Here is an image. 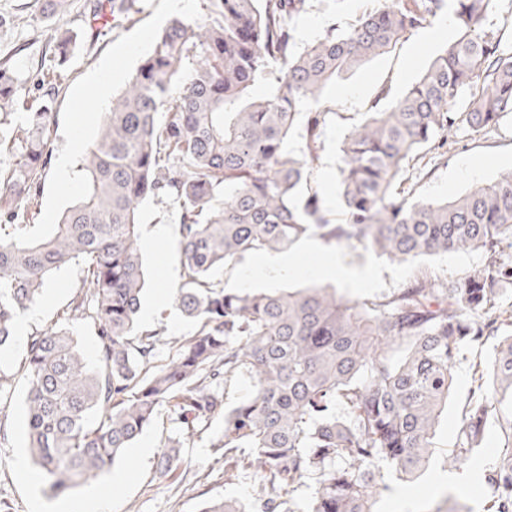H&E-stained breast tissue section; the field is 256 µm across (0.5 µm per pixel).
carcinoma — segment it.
I'll use <instances>...</instances> for the list:
<instances>
[{"label": "carcinoma", "mask_w": 512, "mask_h": 512, "mask_svg": "<svg viewBox=\"0 0 512 512\" xmlns=\"http://www.w3.org/2000/svg\"><path fill=\"white\" fill-rule=\"evenodd\" d=\"M316 0H205L206 21L174 19L112 99L82 166L84 193L46 232L29 223L50 170L54 113L16 122L19 82L0 62V348L53 273L85 275L64 320L92 328L90 362L69 329L28 337L17 370L0 367V405L24 380V434L50 489L102 475L123 457L160 406L177 431L157 457L166 476L180 448L217 418L212 447L224 472L253 470L252 506L214 501L201 512H372L393 476L428 462L435 424L453 385L460 346L501 329L499 286L512 283V171L443 201L407 186L448 137L496 127L512 113V40L486 26L491 0H376L356 23L334 24L311 45L297 18ZM451 14L457 38L390 107L345 136L338 194L342 218L324 214L314 180L328 112L323 89L405 35ZM74 36L55 38L65 58ZM265 83L266 96H251ZM306 113L299 153L288 151ZM178 205L183 282L174 302L200 323L175 357L157 363L162 331L138 323L145 279L140 202ZM363 243L391 261L478 248L487 262L445 282L422 273L376 302L344 301L330 286L235 292L211 274L303 236ZM477 386L450 466L479 448L496 416L504 443L485 474L488 512H512V335ZM253 393L226 402L238 378ZM344 413L336 415V406ZM312 492L298 504L304 487Z\"/></svg>", "instance_id": "obj_1"}]
</instances>
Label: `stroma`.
<instances>
[{"label":"stroma","instance_id":"obj_1","mask_svg":"<svg viewBox=\"0 0 512 512\" xmlns=\"http://www.w3.org/2000/svg\"><path fill=\"white\" fill-rule=\"evenodd\" d=\"M99 0H73L66 15L51 16L40 11L36 0H0V59L11 58L23 82L22 93L34 104L42 99L36 87L41 70L56 66L61 70L51 110L55 114L52 131L53 156L42 185L40 224L57 223L65 209L83 193L78 173L84 153L95 139L103 120V110L90 82L112 73V89L120 91L148 55L163 24L181 18L187 24L204 22L203 0H183L180 10L166 8V0H134L130 15L112 17L107 28L93 19ZM69 30L76 37L72 53L65 63L51 56L59 31ZM435 26L407 34L387 54L336 78L320 97L330 114L321 136L320 161L314 178L324 200L329 219L339 218L342 206L337 194L341 166L340 145L345 134L365 121L373 98L386 90L382 107H389L422 75L429 63L445 46ZM512 169V115L481 134H460L450 138L444 156L428 160L426 174L413 186L417 199L443 200L496 179ZM143 222L141 253L145 274L143 304H154V327L163 329L166 343L163 355L175 353L180 342L198 329L185 318L172 297L182 279L177 206L173 202L146 198L140 204ZM287 253L304 264L321 256H332L347 267L368 273L370 285L337 283L336 293L352 300H379L404 286L413 276L428 273L447 279L482 265V250L467 249L448 254L420 256L398 263L378 255L363 244L328 242L315 235L300 238ZM81 278L78 266L56 271L44 289L28 323V331L62 324L74 288ZM498 348L497 338L460 347L452 367L454 376L448 406L438 420L433 437L434 448L426 469L414 482L393 483L391 490L374 498V512H433L446 495L463 494L474 509L484 512L486 497L478 479L483 466L494 464L501 445L499 426L489 420L479 453L460 468L449 467L446 458L454 448L463 425L466 407L472 397L478 375L487 374ZM23 387H16L10 403L0 408V423L8 430V439L0 443V500L9 503L10 512H32L33 498H40L43 512H59L63 503L78 504L86 494L98 493L109 499L111 512H199L206 502L233 497L250 502L255 488L251 473L242 472L228 479L224 465L210 446L214 433L223 423L215 421L209 431L186 442L181 450V465L169 476L156 469L157 453L164 438L175 430L167 408H160L153 425L140 442L127 449L113 466L124 475L123 483H112L107 476L81 484L62 493L53 492L29 465L26 476H19L16 457L26 455L23 430Z\"/></svg>","mask_w":512,"mask_h":512}]
</instances>
